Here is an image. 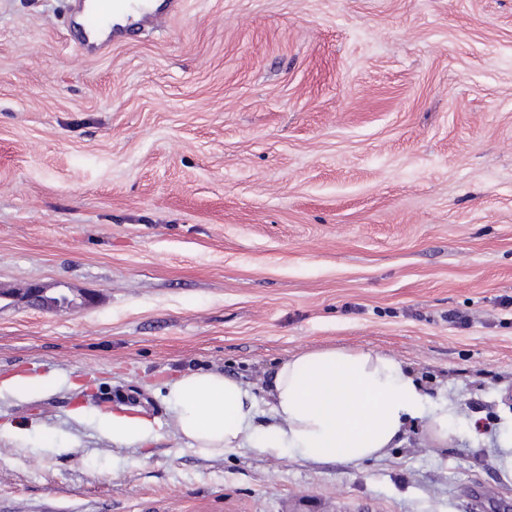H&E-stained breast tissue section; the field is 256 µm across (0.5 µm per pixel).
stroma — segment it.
<instances>
[{"instance_id":"stroma-1","label":"stroma","mask_w":512,"mask_h":512,"mask_svg":"<svg viewBox=\"0 0 512 512\" xmlns=\"http://www.w3.org/2000/svg\"><path fill=\"white\" fill-rule=\"evenodd\" d=\"M151 8L87 56L69 0H0V381L55 380L0 390V512H512V0ZM328 347L403 362L447 439L351 467L179 433L181 375L261 426ZM123 406L149 444L98 431ZM16 297L27 306L41 309L43 311H54L64 307H70L74 300L65 294L49 293L47 288L39 285L26 288L24 292L17 294ZM52 387L51 378L41 375H17L9 379L4 386L13 396L21 399L41 395Z\"/></svg>"}]
</instances>
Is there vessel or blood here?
Here are the masks:
<instances>
[{
	"mask_svg": "<svg viewBox=\"0 0 512 512\" xmlns=\"http://www.w3.org/2000/svg\"><path fill=\"white\" fill-rule=\"evenodd\" d=\"M121 9L127 17L147 20L150 17L140 0H96L88 5L87 0H73L72 13L82 37V52L98 55L105 51L112 41V29L109 25L114 9Z\"/></svg>",
	"mask_w": 512,
	"mask_h": 512,
	"instance_id": "vessel-or-blood-1",
	"label": "vessel or blood"
}]
</instances>
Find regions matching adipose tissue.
Here are the masks:
<instances>
[{
  "mask_svg": "<svg viewBox=\"0 0 512 512\" xmlns=\"http://www.w3.org/2000/svg\"><path fill=\"white\" fill-rule=\"evenodd\" d=\"M270 394L279 421L260 430L253 427L255 396L220 372L185 374L166 399L179 433L204 456L248 444L355 466L381 456L412 419L429 417L432 432L448 436L447 408L429 407L410 371L380 353L326 348L293 356L275 370ZM98 428L120 446L152 437L147 421L126 413L100 414Z\"/></svg>",
  "mask_w": 512,
  "mask_h": 512,
  "instance_id": "adipose-tissue-1",
  "label": "adipose tissue"
}]
</instances>
